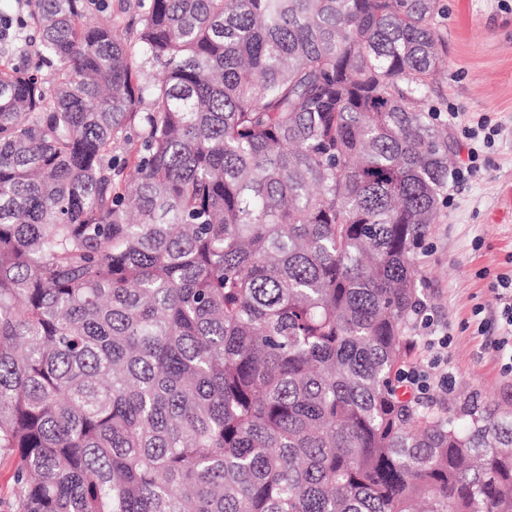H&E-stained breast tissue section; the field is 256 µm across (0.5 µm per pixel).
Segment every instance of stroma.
<instances>
[{
	"label": "stroma",
	"instance_id": "obj_1",
	"mask_svg": "<svg viewBox=\"0 0 512 512\" xmlns=\"http://www.w3.org/2000/svg\"><path fill=\"white\" fill-rule=\"evenodd\" d=\"M448 51L430 97L448 122L452 168L468 161L464 127L487 117L500 133L466 181H449L448 203L415 257L429 325H417L411 361L430 375L428 393L470 392L488 402L512 395L495 284L512 278V0H440ZM447 336L443 348L431 334Z\"/></svg>",
	"mask_w": 512,
	"mask_h": 512
}]
</instances>
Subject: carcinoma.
<instances>
[{"label": "carcinoma", "instance_id": "obj_1", "mask_svg": "<svg viewBox=\"0 0 512 512\" xmlns=\"http://www.w3.org/2000/svg\"><path fill=\"white\" fill-rule=\"evenodd\" d=\"M100 9L27 0L0 65L14 512H512V398L403 385L438 0ZM112 19L121 26L125 25L131 17L145 12L150 6V0H109ZM36 43L33 31L28 30L26 32V38L21 37L16 39L14 30L11 29L8 39H1L0 37V60L13 59L17 61L25 54H33L36 49Z\"/></svg>", "mask_w": 512, "mask_h": 512}]
</instances>
